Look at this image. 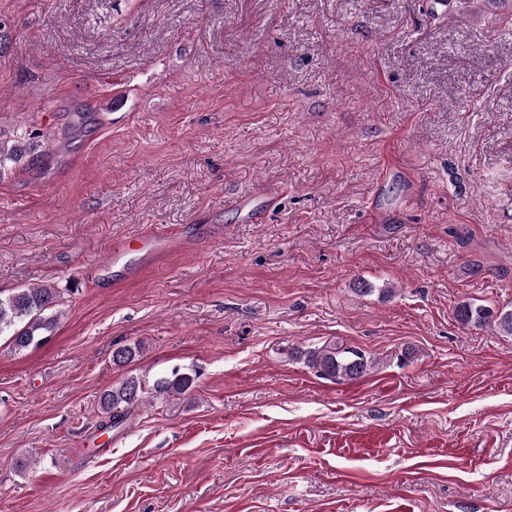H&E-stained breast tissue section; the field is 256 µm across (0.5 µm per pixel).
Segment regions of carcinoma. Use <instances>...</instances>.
I'll list each match as a JSON object with an SVG mask.
<instances>
[{
    "label": "carcinoma",
    "instance_id": "obj_1",
    "mask_svg": "<svg viewBox=\"0 0 512 512\" xmlns=\"http://www.w3.org/2000/svg\"><path fill=\"white\" fill-rule=\"evenodd\" d=\"M61 299L57 288L45 284L20 288L6 297L0 295V337H7L12 350L18 352L43 346L57 323V316L48 311L58 306ZM456 313L463 323L492 325L512 336V311H496L486 305L465 302L457 307ZM306 358L318 375L335 381L357 379L376 364L373 356L358 348L330 343L306 353ZM196 380L197 373L179 369L150 385L141 377L129 374L102 392L100 407L111 426L116 427L149 398L186 395L194 390Z\"/></svg>",
    "mask_w": 512,
    "mask_h": 512
}]
</instances>
